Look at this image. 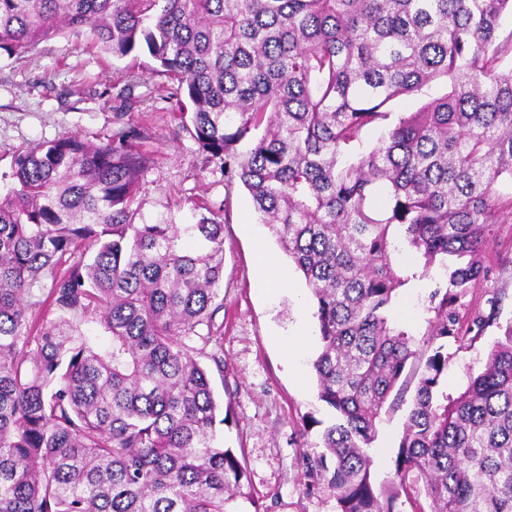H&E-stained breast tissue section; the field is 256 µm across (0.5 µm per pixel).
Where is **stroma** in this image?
<instances>
[{
    "label": "stroma",
    "instance_id": "obj_1",
    "mask_svg": "<svg viewBox=\"0 0 512 512\" xmlns=\"http://www.w3.org/2000/svg\"><path fill=\"white\" fill-rule=\"evenodd\" d=\"M151 59H117L62 32L18 58L0 51V174L10 172L16 151L71 132L105 143L123 133L139 134L146 159L139 197L145 212H171L189 221L206 203L224 223V278L213 301V324L222 336L224 372L214 375L215 397L223 408L219 445L232 449L244 471L243 497L231 512H336L323 480L306 470L319 457L321 425L329 409L318 400L312 367L320 343L315 302L300 271L260 224L240 182H227L208 165L181 123L174 99L158 92L141 69ZM288 269L287 288L265 291L254 263L257 243ZM488 277L457 304L458 338L435 339L430 295L445 285L447 270H423L418 256L400 248L395 266L405 277L388 316L412 338L414 358L405 371L411 386L386 410L371 450L377 481L395 473L412 386L436 348L449 355L442 388L458 395L470 375L482 371L494 341L512 322V223L497 227L488 256ZM496 312L479 337L469 327L474 312Z\"/></svg>",
    "mask_w": 512,
    "mask_h": 512
}]
</instances>
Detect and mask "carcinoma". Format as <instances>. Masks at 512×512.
Masks as SVG:
<instances>
[{"label":"carcinoma","instance_id":"cac0c4a2","mask_svg":"<svg viewBox=\"0 0 512 512\" xmlns=\"http://www.w3.org/2000/svg\"><path fill=\"white\" fill-rule=\"evenodd\" d=\"M146 2L0 0V50L68 30L117 58L145 50L149 74L177 82L198 150L248 191L315 299L318 398L335 412L315 464L337 512H395L410 473L430 512H512V323L456 397L440 390L448 354L427 359L393 479L376 483L369 454L415 356L386 315L405 284L391 238L448 270L432 335L456 338L455 305L512 223V0H162L152 15ZM441 79L443 95L353 151L391 101ZM136 138L29 146L0 193V512H227L243 496L196 358L214 340L198 329L224 224L201 205L191 224L146 216ZM45 305L57 318L41 324Z\"/></svg>","mask_w":512,"mask_h":512}]
</instances>
